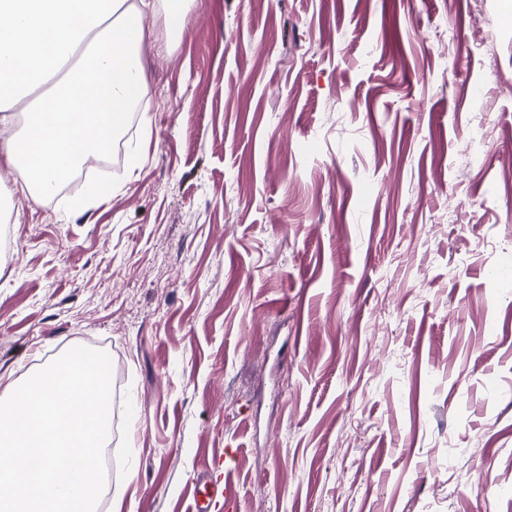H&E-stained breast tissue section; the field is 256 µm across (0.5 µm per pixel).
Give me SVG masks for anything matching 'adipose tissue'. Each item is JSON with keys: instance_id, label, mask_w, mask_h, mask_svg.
I'll return each mask as SVG.
<instances>
[{"instance_id": "ef3b65f1", "label": "adipose tissue", "mask_w": 512, "mask_h": 512, "mask_svg": "<svg viewBox=\"0 0 512 512\" xmlns=\"http://www.w3.org/2000/svg\"><path fill=\"white\" fill-rule=\"evenodd\" d=\"M153 0H0V144L11 192L43 195L104 150L145 94L143 19Z\"/></svg>"}]
</instances>
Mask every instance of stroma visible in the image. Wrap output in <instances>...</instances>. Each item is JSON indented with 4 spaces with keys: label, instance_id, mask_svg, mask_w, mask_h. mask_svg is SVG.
<instances>
[{
    "label": "stroma",
    "instance_id": "obj_1",
    "mask_svg": "<svg viewBox=\"0 0 512 512\" xmlns=\"http://www.w3.org/2000/svg\"><path fill=\"white\" fill-rule=\"evenodd\" d=\"M184 2L0 223V399L109 354L96 512H512V0ZM219 494L224 496V508L227 511L234 509L235 495L232 487L228 484H224V488L221 490L218 485L211 482L200 483L195 494V504L192 508L193 512H209L210 505L214 498Z\"/></svg>",
    "mask_w": 512,
    "mask_h": 512
}]
</instances>
